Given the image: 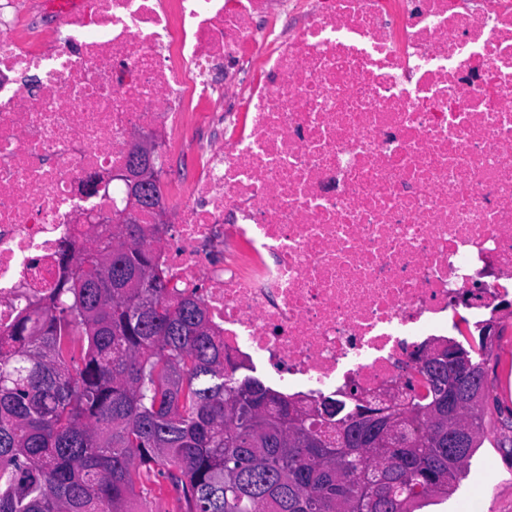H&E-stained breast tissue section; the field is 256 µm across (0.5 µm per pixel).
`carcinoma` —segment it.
Returning <instances> with one entry per match:
<instances>
[{
	"mask_svg": "<svg viewBox=\"0 0 512 512\" xmlns=\"http://www.w3.org/2000/svg\"><path fill=\"white\" fill-rule=\"evenodd\" d=\"M147 227L98 243L107 280L68 278L37 326L18 319L0 347V512H128L153 476L177 482L185 512H416L448 498L484 436L466 415L459 455L432 431L448 395L422 366L425 393L391 416L397 445L370 448L353 386L324 418L257 377L237 376L195 295L170 291ZM467 356L485 390L492 348Z\"/></svg>",
	"mask_w": 512,
	"mask_h": 512,
	"instance_id": "carcinoma-1",
	"label": "carcinoma"
}]
</instances>
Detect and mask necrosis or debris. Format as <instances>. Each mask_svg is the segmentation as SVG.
<instances>
[{
  "mask_svg": "<svg viewBox=\"0 0 512 512\" xmlns=\"http://www.w3.org/2000/svg\"><path fill=\"white\" fill-rule=\"evenodd\" d=\"M137 131L195 168L160 263L306 407L408 394L512 292V0H0V344L115 233Z\"/></svg>",
  "mask_w": 512,
  "mask_h": 512,
  "instance_id": "4bbe7bcc",
  "label": "necrosis or debris"
}]
</instances>
